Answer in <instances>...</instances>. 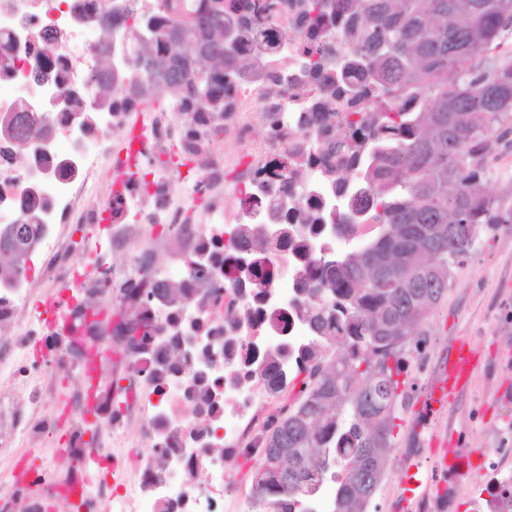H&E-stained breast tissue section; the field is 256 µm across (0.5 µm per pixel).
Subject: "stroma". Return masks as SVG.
Instances as JSON below:
<instances>
[{"label": "stroma", "instance_id": "35a3bbf8", "mask_svg": "<svg viewBox=\"0 0 512 512\" xmlns=\"http://www.w3.org/2000/svg\"><path fill=\"white\" fill-rule=\"evenodd\" d=\"M142 171L151 178H169L181 201L194 211L206 208V186L191 166L168 167L146 160ZM485 186L497 203L499 222L481 231L468 261L453 268L447 295L404 349L409 389L397 403L392 446L368 512H400L402 499L411 495V488L397 477L402 457L418 455L417 480L425 485L434 481L430 452L419 449L409 425L426 384L460 337L481 350L483 365L453 396L444 419L451 423L459 447L493 448L497 454L474 458L448 512H474L475 502L496 491L494 463L512 467V143L498 148Z\"/></svg>", "mask_w": 512, "mask_h": 512}]
</instances>
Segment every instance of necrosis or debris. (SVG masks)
I'll use <instances>...</instances> for the list:
<instances>
[{
	"label": "necrosis or debris",
	"instance_id": "obj_1",
	"mask_svg": "<svg viewBox=\"0 0 512 512\" xmlns=\"http://www.w3.org/2000/svg\"><path fill=\"white\" fill-rule=\"evenodd\" d=\"M270 2L238 43L256 65L226 86L223 111L206 113L193 139L174 140L164 115L149 124L148 157L170 159L180 146L209 190V209L193 223L165 178L142 192L133 182L127 191L108 192L101 208L89 203L106 181L113 147L125 140L128 113L143 109L118 85L113 107L99 106L90 50L111 15L113 41L133 56L124 18L155 11L158 0H0V224L14 223L30 204L47 226L30 259L0 273V331L8 333L0 341V447L28 455L52 445L56 407L70 429L64 484L19 460H0V512H49L56 498L74 506L90 493L101 512H239L228 472L272 403L266 383L242 368L270 358L289 371V351L311 336L295 315L301 272L288 252L268 264L262 319L226 316V307L252 302L233 287L243 269L224 261L236 252L233 227L274 224L282 215L292 224L302 215L334 223L344 212L340 182L356 169L352 151L366 133L365 117L416 106L411 85L383 89L361 64L347 75L361 87L358 97L311 75V50L324 47L339 61H354L345 37L347 0H329L312 35L300 20L307 0ZM21 113L30 132L20 144L7 126ZM218 126L231 150L211 142ZM133 202L166 225L167 238L154 248L168 261L156 269L139 262L130 281L153 298L134 308L135 341L100 360L95 320L111 311L118 274L108 264L82 270L70 227L94 228L106 208L121 223ZM195 266L208 267V280L192 277ZM39 296L61 300L64 309L46 317V329L69 325L73 332L53 334L51 349L41 353L44 372L30 379L14 362L29 347L26 312ZM65 366L78 370L81 384L62 398L56 372ZM116 371L122 384L112 382ZM92 413L99 418L93 428ZM91 431L92 445L85 440Z\"/></svg>",
	"mask_w": 512,
	"mask_h": 512
}]
</instances>
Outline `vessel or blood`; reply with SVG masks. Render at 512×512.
<instances>
[{
  "label": "vessel or blood",
  "mask_w": 512,
  "mask_h": 512,
  "mask_svg": "<svg viewBox=\"0 0 512 512\" xmlns=\"http://www.w3.org/2000/svg\"><path fill=\"white\" fill-rule=\"evenodd\" d=\"M480 363L478 354L466 340H458L449 350L438 375L425 387L418 405L417 429L428 439L431 447L441 448L442 453L435 461L436 488L441 494L440 505H447L444 492L449 482L459 481L463 476V464L472 460L474 451L457 447L449 440L447 430L435 426V419L443 415L452 391L466 387Z\"/></svg>",
  "instance_id": "vessel-or-blood-1"
}]
</instances>
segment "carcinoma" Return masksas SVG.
Returning a JSON list of instances; mask_svg holds the SVG:
<instances>
[{
    "mask_svg": "<svg viewBox=\"0 0 512 512\" xmlns=\"http://www.w3.org/2000/svg\"><path fill=\"white\" fill-rule=\"evenodd\" d=\"M225 0H196L187 19L161 12L133 19L139 53L127 88H152L199 112L224 111V83L253 66L231 53L197 52L224 45V34L249 26L270 5L224 9ZM362 11L356 51L372 76L411 83L417 109L369 115L371 141L357 146L363 192L354 198L362 223L376 235L327 265L292 239L285 223L277 239L257 224L236 225V239L261 259L255 288L269 283L267 262L292 249L302 259L300 318L312 335L295 361L306 374L299 403L270 415L242 450L262 457L253 492L264 508L295 505L336 483L331 512H360L365 473L385 464L397 401L406 387L401 354L448 292L452 269L471 254L481 225L497 219L483 187L495 146L512 134V0H354ZM326 0H308L302 20L321 24ZM192 29L194 45L175 28ZM269 390L288 385L280 366L255 367Z\"/></svg>",
    "mask_w": 512,
    "mask_h": 512,
    "instance_id": "cac0c4a2",
    "label": "carcinoma"
}]
</instances>
